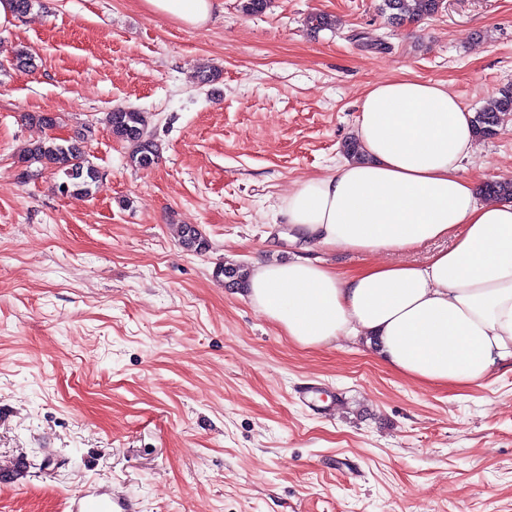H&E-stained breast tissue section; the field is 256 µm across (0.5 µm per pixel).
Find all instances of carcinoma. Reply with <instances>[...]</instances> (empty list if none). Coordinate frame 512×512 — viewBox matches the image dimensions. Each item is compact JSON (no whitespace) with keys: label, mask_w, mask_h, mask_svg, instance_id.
I'll return each instance as SVG.
<instances>
[{"label":"carcinoma","mask_w":512,"mask_h":512,"mask_svg":"<svg viewBox=\"0 0 512 512\" xmlns=\"http://www.w3.org/2000/svg\"><path fill=\"white\" fill-rule=\"evenodd\" d=\"M441 0H383V9L390 13L391 19L399 24L414 19L420 14L435 15ZM512 116V88H504L499 96L492 98L474 115L475 136L480 140L496 134L503 121ZM107 123L112 134L123 141L127 148V162L136 169H147L158 160V150L146 134L147 117L144 113L122 107H116L107 113ZM91 134V128L72 139L49 137L32 144L24 150L20 158L23 170L20 178L27 180L33 176L32 165L43 169H52L61 173L65 181L59 184L63 193L77 196H89L99 180L98 170L90 163L85 151V143ZM487 197L512 198V179H502L485 183L481 188ZM181 243L189 251L202 252L208 248L207 240L199 230L190 225L180 226ZM217 275L224 276L230 287L241 288L244 284L246 269L240 266H224Z\"/></svg>","instance_id":"cac0c4a2"}]
</instances>
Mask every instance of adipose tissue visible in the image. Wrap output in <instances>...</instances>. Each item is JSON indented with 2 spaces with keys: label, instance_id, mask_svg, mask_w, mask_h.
<instances>
[{
  "label": "adipose tissue",
  "instance_id": "1",
  "mask_svg": "<svg viewBox=\"0 0 512 512\" xmlns=\"http://www.w3.org/2000/svg\"><path fill=\"white\" fill-rule=\"evenodd\" d=\"M152 15L201 28L222 0H142ZM357 156L301 183L280 214L307 242L367 256L342 273L307 255L250 268L244 297L293 342L353 338L418 383L466 386L512 362V200L462 175L473 114L443 85L402 76L360 98ZM436 240L421 263L401 254ZM394 263H379V254Z\"/></svg>",
  "mask_w": 512,
  "mask_h": 512
}]
</instances>
